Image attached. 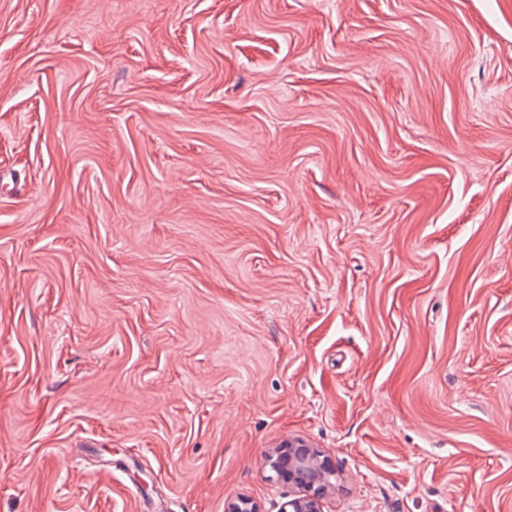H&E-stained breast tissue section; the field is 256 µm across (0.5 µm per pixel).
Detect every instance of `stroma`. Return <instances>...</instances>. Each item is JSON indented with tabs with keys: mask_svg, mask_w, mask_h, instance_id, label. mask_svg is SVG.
I'll use <instances>...</instances> for the list:
<instances>
[{
	"mask_svg": "<svg viewBox=\"0 0 512 512\" xmlns=\"http://www.w3.org/2000/svg\"><path fill=\"white\" fill-rule=\"evenodd\" d=\"M512 512V0H0V512ZM278 448L267 455V462L279 478L296 494L282 507V512H323L324 501L334 486L332 461L311 448Z\"/></svg>",
	"mask_w": 512,
	"mask_h": 512,
	"instance_id": "obj_1",
	"label": "stroma"
}]
</instances>
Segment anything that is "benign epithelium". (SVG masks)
Returning a JSON list of instances; mask_svg holds the SVG:
<instances>
[{
  "instance_id": "benign-epithelium-1",
  "label": "benign epithelium",
  "mask_w": 512,
  "mask_h": 512,
  "mask_svg": "<svg viewBox=\"0 0 512 512\" xmlns=\"http://www.w3.org/2000/svg\"><path fill=\"white\" fill-rule=\"evenodd\" d=\"M267 462L279 478L296 494L282 507V512H323L324 501L334 486L332 461L310 448H278L267 455Z\"/></svg>"
}]
</instances>
